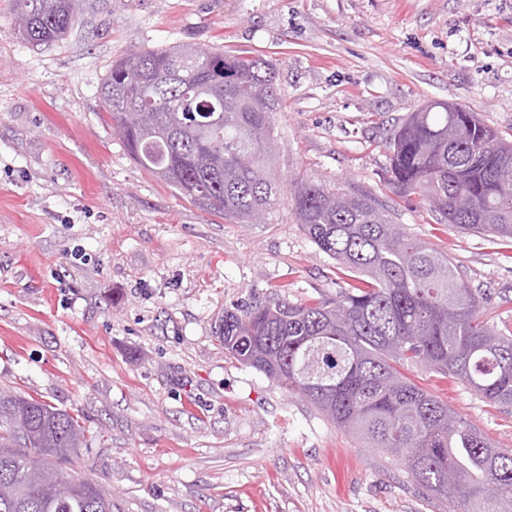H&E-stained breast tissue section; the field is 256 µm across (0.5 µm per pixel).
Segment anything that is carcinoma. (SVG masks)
<instances>
[{
  "instance_id": "carcinoma-1",
  "label": "carcinoma",
  "mask_w": 512,
  "mask_h": 512,
  "mask_svg": "<svg viewBox=\"0 0 512 512\" xmlns=\"http://www.w3.org/2000/svg\"><path fill=\"white\" fill-rule=\"evenodd\" d=\"M81 0H15L22 37L56 41L81 22ZM112 126L122 103L143 110L121 135L130 158L167 186L237 223L286 193L297 222L353 274L334 299L256 302L224 311L216 334L241 363L315 404L336 425L400 461L448 512H512V449L408 379L426 366L485 401L512 406V330L482 318L486 294L435 248L413 240L370 192L326 180L289 187L270 172L276 69L261 57L194 43L112 60L100 86ZM388 186L466 232L512 240V141L462 105L410 112L386 139ZM467 194L471 205L455 206ZM79 418L0 390V512H112V495L68 472ZM45 476L26 479L30 453ZM68 480L73 496L53 498Z\"/></svg>"
}]
</instances>
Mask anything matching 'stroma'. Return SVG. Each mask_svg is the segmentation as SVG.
<instances>
[{
	"label": "stroma",
	"mask_w": 512,
	"mask_h": 512,
	"mask_svg": "<svg viewBox=\"0 0 512 512\" xmlns=\"http://www.w3.org/2000/svg\"><path fill=\"white\" fill-rule=\"evenodd\" d=\"M32 45L0 0V389L77 414L76 471L113 512H446L396 457L229 354L225 310L344 285L280 198L207 212L130 159L100 86L117 56L187 41L278 71L276 167L348 183L448 253L512 327V243L437 223L387 188L383 141L457 103L512 139V0H84ZM411 378L498 447L512 408L425 367Z\"/></svg>",
	"instance_id": "stroma-1"
}]
</instances>
